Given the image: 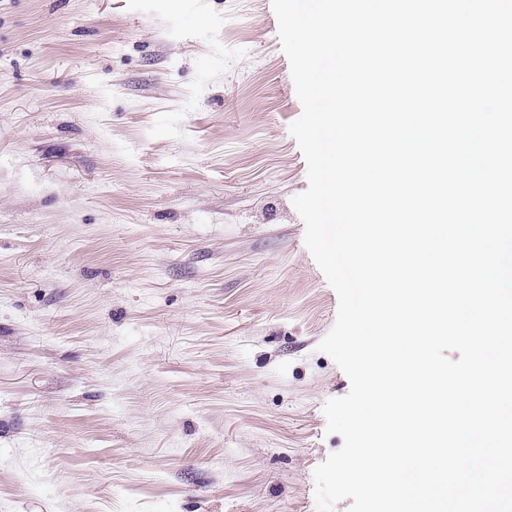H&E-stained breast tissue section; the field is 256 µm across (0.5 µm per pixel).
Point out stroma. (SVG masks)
I'll list each match as a JSON object with an SVG mask.
<instances>
[{
    "label": "stroma",
    "instance_id": "stroma-1",
    "mask_svg": "<svg viewBox=\"0 0 512 512\" xmlns=\"http://www.w3.org/2000/svg\"><path fill=\"white\" fill-rule=\"evenodd\" d=\"M301 112L271 0H0V512H315Z\"/></svg>",
    "mask_w": 512,
    "mask_h": 512
}]
</instances>
